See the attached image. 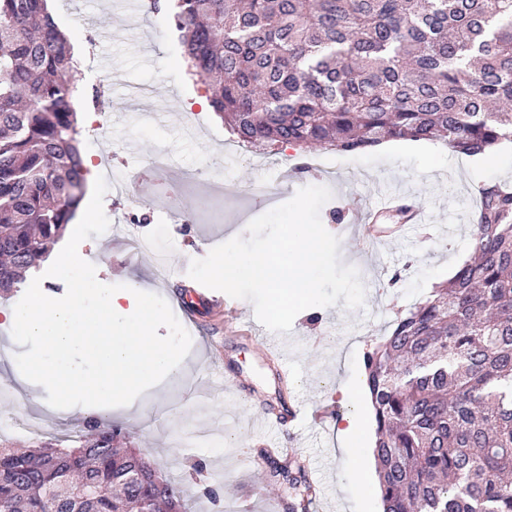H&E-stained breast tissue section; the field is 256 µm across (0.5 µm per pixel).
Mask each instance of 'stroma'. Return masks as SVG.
I'll list each match as a JSON object with an SVG mask.
<instances>
[{
	"instance_id": "obj_1",
	"label": "stroma",
	"mask_w": 512,
	"mask_h": 512,
	"mask_svg": "<svg viewBox=\"0 0 512 512\" xmlns=\"http://www.w3.org/2000/svg\"><path fill=\"white\" fill-rule=\"evenodd\" d=\"M127 0H52L50 8L72 46L85 48L90 65L78 71L87 97V108L98 106L100 89L112 90L110 131L103 136L80 134L85 161L111 160L113 166L147 167L159 151L168 153L172 165L165 174L180 195L177 204L183 219L167 214L169 201L147 186L135 206L106 193L104 211L111 232L82 241L80 256L96 267L104 284H123L135 279L151 285L155 294L177 304L196 292L198 317L187 328L192 339L189 354L177 374L146 390L133 406L109 409L106 417L129 434L146 460L172 476H181L186 465L202 462L200 481L188 485L189 512H237L242 502L252 512H274L284 504L278 484L265 478L264 468L251 462L264 445L287 440L294 456L305 461L321 490L311 512H380L378 493L361 496L358 475L351 469L336 437L339 417L353 413L336 387L351 374L362 373L366 352L388 334L398 312L419 303L436 286L445 284L474 252L471 226L479 200L467 168V159L442 146L433 154L403 150L389 161L377 152L365 154L320 150L303 154L286 145L250 146L234 141L223 121L212 111L202 82L188 75L180 50L170 36L172 19L167 14L133 19ZM199 104L201 119L190 123L191 104ZM138 153H129L128 143ZM207 167L212 183L202 187L187 174ZM281 179L283 200L307 185H323L332 191L320 210L327 230L339 237L342 264L355 266L366 287L364 308L315 307L301 312L288 335L285 358L287 380H279L267 356L265 337L246 333L245 322L254 320L251 302L240 301L238 317L225 315L223 292L205 287L187 274L192 260L205 257L214 242L245 235L248 223L267 212L260 202L259 186ZM405 190L409 204L423 207L425 224L410 237L376 250L365 248L351 223L330 222L337 205L355 196L374 199L380 194ZM151 219L140 222L143 213ZM453 225L452 235H439L440 227ZM155 238L172 268L168 278L154 270L151 254L132 253L131 237ZM397 274L389 285L384 272ZM22 347L0 338V378H17L15 355ZM236 374L241 393L224 389L225 373ZM200 395L188 399L190 388ZM327 410L319 425L293 426L280 433L260 429L261 413L295 400ZM21 413L42 428L34 434L0 431V440L33 445L59 436L66 427L81 426L82 417L60 420L33 392L13 387L0 395V416ZM223 436L224 449L216 453L203 441L188 442L187 429ZM217 491L221 505L198 496L197 488Z\"/></svg>"
}]
</instances>
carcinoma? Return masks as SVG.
Listing matches in <instances>:
<instances>
[{
    "instance_id": "1",
    "label": "carcinoma",
    "mask_w": 512,
    "mask_h": 512,
    "mask_svg": "<svg viewBox=\"0 0 512 512\" xmlns=\"http://www.w3.org/2000/svg\"><path fill=\"white\" fill-rule=\"evenodd\" d=\"M192 75L251 145L467 156L512 143V0H170ZM73 53L48 0H0V292L40 267L85 196ZM474 257L365 354L383 512H512V190H481ZM106 419L0 446V512H187L182 483ZM288 512L316 495L264 456Z\"/></svg>"
}]
</instances>
